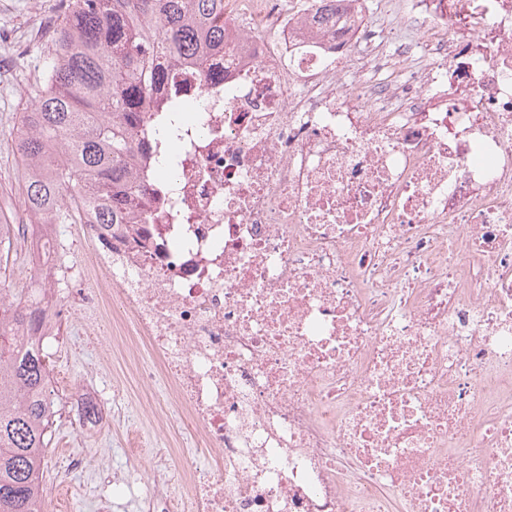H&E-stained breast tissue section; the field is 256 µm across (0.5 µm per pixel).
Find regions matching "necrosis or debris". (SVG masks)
<instances>
[{"mask_svg":"<svg viewBox=\"0 0 512 512\" xmlns=\"http://www.w3.org/2000/svg\"><path fill=\"white\" fill-rule=\"evenodd\" d=\"M339 10L231 0L221 79L169 69L174 142L145 114L125 223L65 198L79 266L7 218L34 341L119 328L207 461L154 465L145 512H512V0Z\"/></svg>","mask_w":512,"mask_h":512,"instance_id":"1","label":"necrosis or debris"}]
</instances>
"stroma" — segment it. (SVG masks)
Segmentation results:
<instances>
[{
    "label": "stroma",
    "instance_id": "stroma-1",
    "mask_svg": "<svg viewBox=\"0 0 512 512\" xmlns=\"http://www.w3.org/2000/svg\"><path fill=\"white\" fill-rule=\"evenodd\" d=\"M50 4L51 0H11L10 9L0 13V26H8L24 44L21 54L10 62L12 79L0 89V199L17 207L22 204L17 129L24 112L35 103L53 49L52 44L32 39L31 31ZM37 279L38 272L27 263L20 241L0 244V286L19 290L33 286ZM139 357L125 337L115 335L103 342L82 335L73 321L48 351L49 370L60 383L56 401L61 410L51 429L42 477L46 512H98L103 501L108 502L109 512H138V501L148 491L150 470L159 458H167L174 469L205 467L204 457L188 452L193 439L183 427L177 405L165 410L167 428H158L152 399L164 386L139 384ZM75 388L92 395V427H76L64 406ZM74 456L83 460L77 471L67 467Z\"/></svg>",
    "mask_w": 512,
    "mask_h": 512
}]
</instances>
